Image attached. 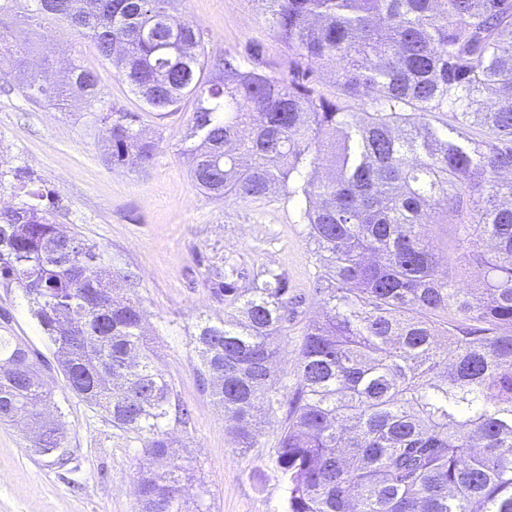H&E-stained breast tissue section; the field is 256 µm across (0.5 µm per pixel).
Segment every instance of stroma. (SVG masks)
<instances>
[{
    "instance_id": "1",
    "label": "stroma",
    "mask_w": 512,
    "mask_h": 512,
    "mask_svg": "<svg viewBox=\"0 0 512 512\" xmlns=\"http://www.w3.org/2000/svg\"><path fill=\"white\" fill-rule=\"evenodd\" d=\"M30 0H16L13 18L31 43L32 68L76 60L96 72L104 98L139 115L159 141L148 170L115 169L104 161L108 127L96 109L77 101L69 109L35 105L0 76V197L26 203L19 176L56 197L55 221L99 245L139 278L137 295L146 330L159 352L158 368L187 404V423L169 424L182 463L196 480L188 508L204 512H287L288 484L276 465L280 419L269 417L254 448L240 451L227 432L223 408L204 389L192 340L199 317L219 320L224 306L205 284L209 264L238 260L248 274L271 268L288 277L301 314L289 325L278 362L294 376L304 324L322 312L313 290L319 274L315 247L298 224V197L284 191L257 201L224 200L198 189L181 147L191 106L158 117L133 95L89 37L48 18L25 27ZM172 11L203 30L210 57L234 58L244 68L288 70V48L252 0H173ZM0 336H11L44 361V380L65 414L69 462L33 455L25 435L0 424V512H138L141 449L95 407L64 387L49 343L18 290L0 288Z\"/></svg>"
}]
</instances>
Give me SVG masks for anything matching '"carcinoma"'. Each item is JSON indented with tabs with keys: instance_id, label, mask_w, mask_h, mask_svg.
<instances>
[{
	"instance_id": "1",
	"label": "carcinoma",
	"mask_w": 512,
	"mask_h": 512,
	"mask_svg": "<svg viewBox=\"0 0 512 512\" xmlns=\"http://www.w3.org/2000/svg\"><path fill=\"white\" fill-rule=\"evenodd\" d=\"M16 2L0 0V73L31 102L99 105L107 162L151 167L159 143L102 100L93 72H28L3 25ZM33 2L28 19L90 36L157 116L192 102L182 153L198 188L301 198L323 312L303 330L294 390L276 371L298 315L285 273L224 259L206 277L224 318L194 332L239 448L253 447L258 410L284 415L288 512H512V0H255L288 45L286 76L210 62L169 0ZM51 216L0 209V286L24 296L65 388L142 448L139 512H188L168 425L190 412L155 365L136 277ZM468 261L478 285L459 288ZM52 407L31 353L0 336V422L48 455L68 441Z\"/></svg>"
}]
</instances>
